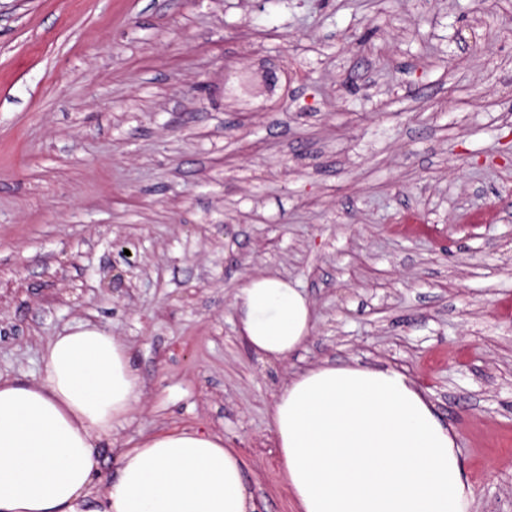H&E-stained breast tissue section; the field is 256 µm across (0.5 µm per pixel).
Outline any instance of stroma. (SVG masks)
Here are the masks:
<instances>
[{
  "label": "stroma",
  "mask_w": 512,
  "mask_h": 512,
  "mask_svg": "<svg viewBox=\"0 0 512 512\" xmlns=\"http://www.w3.org/2000/svg\"><path fill=\"white\" fill-rule=\"evenodd\" d=\"M267 274L312 307L285 361L236 325ZM83 323L142 381L116 442L222 435L254 512L323 362L405 372L512 512V0H0V374Z\"/></svg>",
  "instance_id": "35a3bbf8"
}]
</instances>
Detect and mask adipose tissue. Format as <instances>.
I'll list each match as a JSON object with an SVG mask.
<instances>
[{"label":"adipose tissue","instance_id":"obj_1","mask_svg":"<svg viewBox=\"0 0 512 512\" xmlns=\"http://www.w3.org/2000/svg\"><path fill=\"white\" fill-rule=\"evenodd\" d=\"M241 337L287 360L312 330L304 293L277 276L235 296ZM39 379L0 377V512H252L244 462L223 436L173 430L121 447L98 482L97 455L142 395L129 346L80 325L54 336ZM283 478L297 512H473L455 435L424 392L393 368L318 365L293 373L270 408Z\"/></svg>","mask_w":512,"mask_h":512}]
</instances>
